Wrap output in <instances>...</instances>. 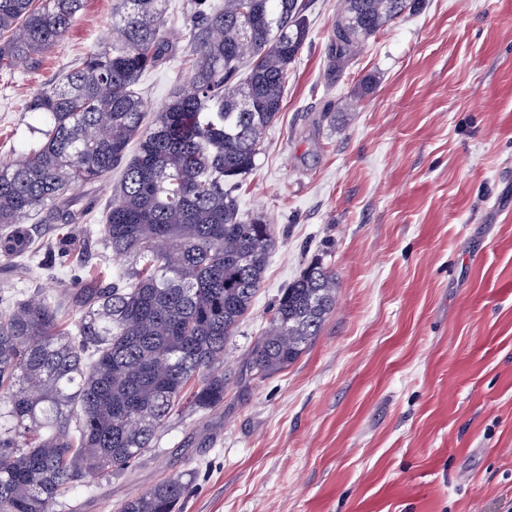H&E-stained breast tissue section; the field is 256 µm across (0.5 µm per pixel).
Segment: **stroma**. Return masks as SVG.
Instances as JSON below:
<instances>
[{
	"instance_id": "obj_1",
	"label": "stroma",
	"mask_w": 512,
	"mask_h": 512,
	"mask_svg": "<svg viewBox=\"0 0 512 512\" xmlns=\"http://www.w3.org/2000/svg\"><path fill=\"white\" fill-rule=\"evenodd\" d=\"M308 38L282 109L238 193L275 247L224 350L221 406L184 412L130 472L65 493L78 512L193 472L182 512H512V0H419L333 69L339 0H305ZM85 0L67 37L0 71V158L29 147V98L110 31ZM175 61L147 73L149 107L187 87ZM73 228L28 220L50 288L100 262L109 183L80 185ZM336 308L288 369L248 381L245 355L282 288L312 260Z\"/></svg>"
}]
</instances>
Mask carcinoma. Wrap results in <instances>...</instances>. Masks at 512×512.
<instances>
[{"instance_id":"1","label":"carcinoma","mask_w":512,"mask_h":512,"mask_svg":"<svg viewBox=\"0 0 512 512\" xmlns=\"http://www.w3.org/2000/svg\"><path fill=\"white\" fill-rule=\"evenodd\" d=\"M411 0H341L333 65L403 17ZM84 0H0V69L31 62L74 26ZM170 0H112V36L26 111L36 144L0 159V262L53 277L33 214L63 226L87 211L66 198L115 168L101 241L122 261L74 276L77 309L31 277L0 291V512H58L87 476L125 473L178 408L224 402V348L249 314L275 246L269 219L236 191L256 166L308 37L303 0H185L189 86L150 110L133 87L172 49ZM135 152H129L131 143ZM336 306V274L310 263L275 301L246 356L250 378L286 370ZM175 474L120 512H180Z\"/></svg>"}]
</instances>
